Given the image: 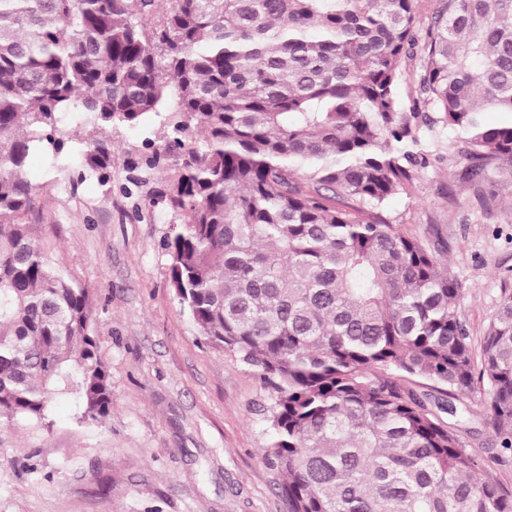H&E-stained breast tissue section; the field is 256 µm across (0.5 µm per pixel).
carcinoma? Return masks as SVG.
I'll return each mask as SVG.
<instances>
[{
    "label": "carcinoma",
    "instance_id": "carcinoma-1",
    "mask_svg": "<svg viewBox=\"0 0 512 512\" xmlns=\"http://www.w3.org/2000/svg\"><path fill=\"white\" fill-rule=\"evenodd\" d=\"M416 0H0V424L112 410L88 289L35 245L46 185L30 145L66 167L62 111L112 163L103 129H168L185 216L171 285L201 336L271 389L262 460L289 512H512V486L460 435L485 389L512 461V282L474 342L464 289L373 213L412 187L420 140L397 93ZM418 94L462 135L475 191L512 167V0H437ZM353 205L348 206L346 202Z\"/></svg>",
    "mask_w": 512,
    "mask_h": 512
}]
</instances>
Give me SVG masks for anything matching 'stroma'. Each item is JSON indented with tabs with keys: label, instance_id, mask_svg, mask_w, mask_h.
<instances>
[{
	"label": "stroma",
	"instance_id": "obj_1",
	"mask_svg": "<svg viewBox=\"0 0 512 512\" xmlns=\"http://www.w3.org/2000/svg\"><path fill=\"white\" fill-rule=\"evenodd\" d=\"M432 9L421 6L399 95L425 152L409 193L381 210L450 271L465 295L462 318L481 338L512 279V175L489 172L483 196L461 173V136L416 91ZM159 122L112 131V165L88 172L79 154L64 170L32 145L28 171L45 185L42 218L30 228L75 283L88 288L112 383V412L78 425L64 397L51 427H0V512H288L262 461L269 443V390L256 371L200 336L170 285L165 243L184 217L169 202L177 171L157 158ZM462 437L490 459L497 441L481 395Z\"/></svg>",
	"mask_w": 512,
	"mask_h": 512
}]
</instances>
